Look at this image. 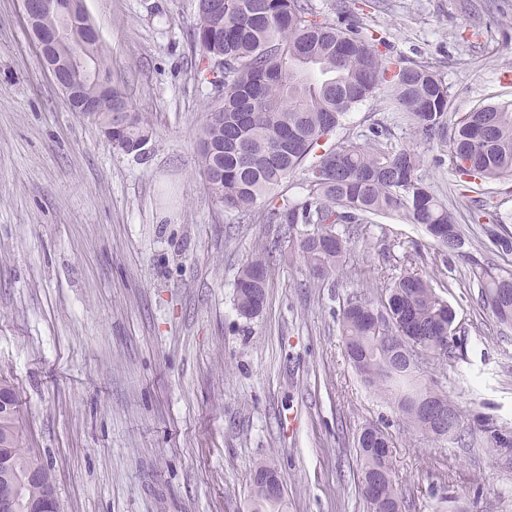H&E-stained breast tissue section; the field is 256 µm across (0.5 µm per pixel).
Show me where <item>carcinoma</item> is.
<instances>
[{
  "mask_svg": "<svg viewBox=\"0 0 512 512\" xmlns=\"http://www.w3.org/2000/svg\"><path fill=\"white\" fill-rule=\"evenodd\" d=\"M193 41L201 54L194 79L210 87L211 113L199 136V170L215 200L244 221L277 224L288 235L296 226L312 229L297 242L298 251L317 276L342 267L348 239L338 225L366 224L372 215L402 213L448 254L466 239L447 203L424 182V154L390 139L353 137L329 142L343 117L387 83L386 109L408 114L414 133L427 144L447 139L454 170L478 188L512 178V108L485 105L448 122V87L426 65H387L372 40L354 27H341L317 11L312 0H199ZM112 81L101 48L95 47L86 69L67 82L86 95ZM98 124L135 126L119 145L142 156L152 131L132 112L123 93L110 87ZM307 171L304 195L292 201L282 187L296 171ZM276 262L269 246L242 266L236 279V306L245 317L265 301L268 271ZM479 285L478 301L497 322L512 325V269L471 259ZM453 308L430 281L411 271L391 278L377 302L353 295L341 313L347 356L364 382L388 399L413 427L450 441H461V428L437 429L415 410V401L431 397L454 407L446 392L410 366L402 345L388 343L385 329L415 336L418 357L443 347L438 358H455ZM487 447L512 460V431L488 416L477 423ZM390 439L367 427L358 436L357 459L370 512H402L403 495L391 479ZM12 464L10 482L18 489L19 512L39 494L23 482L25 471L41 463L26 447L20 409L0 415V454ZM279 480L276 469L258 463L252 473V512H280L283 493L265 485Z\"/></svg>",
  "mask_w": 512,
  "mask_h": 512,
  "instance_id": "obj_1",
  "label": "carcinoma"
}]
</instances>
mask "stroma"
<instances>
[{
	"mask_svg": "<svg viewBox=\"0 0 512 512\" xmlns=\"http://www.w3.org/2000/svg\"><path fill=\"white\" fill-rule=\"evenodd\" d=\"M84 2L113 85L153 131L144 158L71 111L21 0H0V375L60 512H250L262 461L285 512H369L356 440L370 425L392 439L411 512H512V464L477 430L487 416L512 429V328L479 306L469 264H512L469 218L487 207L512 236V181L460 198L447 145L381 111V86L337 139L378 121L423 146L427 183L467 243L447 257L422 226L378 215L351 233L338 280L314 279L277 225L239 223L200 175L211 99L194 79L196 0ZM355 14L380 53L430 66L451 113L512 103V0H357ZM266 244L278 261L249 319L235 280ZM408 268L456 314L457 360L424 375L460 409L462 445L408 425L346 359L345 299Z\"/></svg>",
	"mask_w": 512,
	"mask_h": 512,
	"instance_id": "obj_1",
	"label": "stroma"
}]
</instances>
